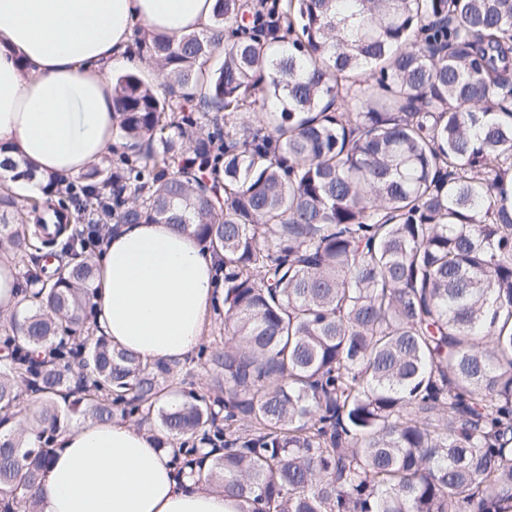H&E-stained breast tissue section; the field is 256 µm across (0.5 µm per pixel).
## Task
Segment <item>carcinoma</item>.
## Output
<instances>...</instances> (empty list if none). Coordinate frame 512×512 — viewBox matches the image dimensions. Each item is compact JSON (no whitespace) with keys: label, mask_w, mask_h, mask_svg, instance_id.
Instances as JSON below:
<instances>
[{"label":"carcinoma","mask_w":512,"mask_h":512,"mask_svg":"<svg viewBox=\"0 0 512 512\" xmlns=\"http://www.w3.org/2000/svg\"><path fill=\"white\" fill-rule=\"evenodd\" d=\"M275 11L262 30L246 0H216L210 33L137 41L166 85L117 78L127 151L46 178L50 217L0 215L37 300L5 316L0 512H39L74 417L157 418V447L239 512H512V0ZM269 97L265 124L229 125ZM68 202L96 223L63 238ZM112 223L222 255L229 338L196 359L224 395L93 334ZM48 244L68 257L52 271Z\"/></svg>","instance_id":"cac0c4a2"}]
</instances>
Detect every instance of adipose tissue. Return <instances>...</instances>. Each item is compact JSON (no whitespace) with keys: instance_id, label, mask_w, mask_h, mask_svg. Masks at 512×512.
Returning <instances> with one entry per match:
<instances>
[{"instance_id":"adipose-tissue-1","label":"adipose tissue","mask_w":512,"mask_h":512,"mask_svg":"<svg viewBox=\"0 0 512 512\" xmlns=\"http://www.w3.org/2000/svg\"><path fill=\"white\" fill-rule=\"evenodd\" d=\"M215 0H0V162L76 176L107 153L116 125L111 69L138 66L134 28L209 30ZM89 288L97 335L143 361L181 362L201 344L220 260L170 224H127ZM38 492L41 512H236L179 473L144 431L118 420L63 431Z\"/></svg>"}]
</instances>
